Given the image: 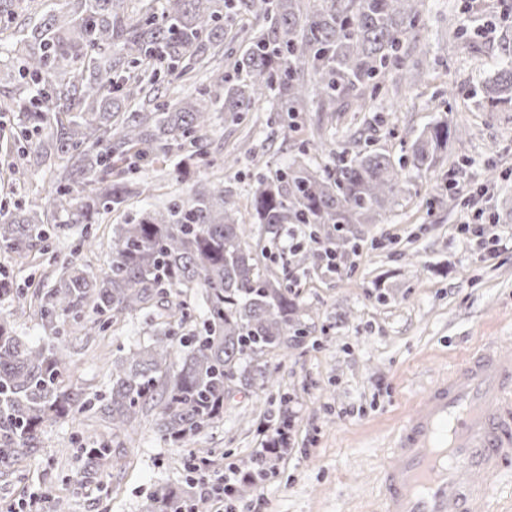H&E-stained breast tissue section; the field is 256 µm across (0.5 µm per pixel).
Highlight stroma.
I'll return each mask as SVG.
<instances>
[{"mask_svg": "<svg viewBox=\"0 0 512 512\" xmlns=\"http://www.w3.org/2000/svg\"><path fill=\"white\" fill-rule=\"evenodd\" d=\"M460 22L465 33L449 38V25ZM418 45L425 52L424 81L402 91L395 104L361 113L357 129L370 147L394 155L402 140L440 115L467 134L450 143L436 169L407 171L409 191L391 204L381 223L353 226L357 250L349 254L345 274L327 271L306 244L304 266H287L282 254L287 230L273 235L252 222L253 155L276 167L296 153L279 126L267 123L270 102L240 124L217 114L207 134L209 155L233 150L239 158L226 181L240 202L242 220L252 223L266 248L262 272L290 270L300 292L306 336L272 356L276 387L232 393L223 419L187 447L165 443L147 420L132 442L112 438L105 423L89 413L48 424L15 473L0 474V512H12L29 492L62 489L68 500L64 512H145L159 485H185L190 448L213 449L210 470L216 475L229 464L246 463L287 399L295 409L293 447L274 475L255 484L245 501L225 500V508L235 512L246 502L256 512H380L377 471L417 395L487 337L512 344V105L488 112L478 97L482 83L512 50V8L501 0H483L474 10L466 0H426ZM16 123L13 112L0 122V205L9 210L34 207L51 179L43 167L29 166L21 176L7 169ZM180 158L169 153L146 170L157 185L153 194L132 199L92 225L100 246L79 254L83 263L107 269L115 225L172 198H187L194 179L212 176V168L200 165L178 177ZM491 168L500 174L492 186L486 183ZM494 214L500 217L495 224ZM464 224L483 226V235L461 233ZM79 237V230H72L48 254L23 261L0 255V270L17 288L52 287L60 260L76 252ZM151 334L150 317L138 314L102 336H68L83 390L107 393L108 362L119 348L146 343ZM92 440L108 442L121 467L84 473L81 446Z\"/></svg>", "mask_w": 512, "mask_h": 512, "instance_id": "35a3bbf8", "label": "stroma"}]
</instances>
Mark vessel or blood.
<instances>
[{"label": "vessel or blood", "mask_w": 512, "mask_h": 512, "mask_svg": "<svg viewBox=\"0 0 512 512\" xmlns=\"http://www.w3.org/2000/svg\"><path fill=\"white\" fill-rule=\"evenodd\" d=\"M512 467V348L487 340L414 400L379 470L381 512H488Z\"/></svg>", "instance_id": "1"}]
</instances>
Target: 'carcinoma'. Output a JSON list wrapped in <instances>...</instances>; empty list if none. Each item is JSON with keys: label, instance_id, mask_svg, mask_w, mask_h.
<instances>
[{"label": "carcinoma", "instance_id": "carcinoma-1", "mask_svg": "<svg viewBox=\"0 0 512 512\" xmlns=\"http://www.w3.org/2000/svg\"><path fill=\"white\" fill-rule=\"evenodd\" d=\"M33 0H0V49L12 55L8 76L23 89L0 100V114L18 112L13 133L19 166L54 168L43 206L0 211V253L27 258L49 252L52 240L74 224L92 225L143 195L140 173L160 156L182 152L178 171L194 165L231 168L238 157L216 161L200 141L215 113L241 123L261 97L277 101L270 116L284 135L298 130L308 101L369 112L391 78L412 84L425 0H164L160 13L134 18L127 0H38L36 19L11 26L15 9ZM259 18L265 30L242 38L240 52L224 39L240 21ZM200 67L204 92L193 99L159 100L165 78ZM492 112L512 103V64L482 89ZM463 131L440 117L424 126L399 157L352 139L333 165L293 158L273 171L261 160L250 190L256 223L270 233L288 225L309 227L317 249L343 259L354 250L351 224H373L408 193L404 171L435 168ZM252 228L240 222L234 193L222 178L195 182L187 200H171L112 232V265L96 273L66 260L53 287L27 296L3 280L0 296L18 295V309L34 303L43 327L54 332L37 344L0 316V468H13L36 448L51 421L93 413L128 436L139 415L153 413L164 441L184 444L224 417L232 388L269 387L267 356L304 338L298 292L288 276L261 273ZM133 313L156 319L150 341L112 360L107 399L95 403L74 380L71 356L60 347L59 325L99 336ZM87 466L105 468L106 445L84 448ZM210 512L207 497L188 499L159 487L146 512Z\"/></svg>", "mask_w": 512, "mask_h": 512}]
</instances>
